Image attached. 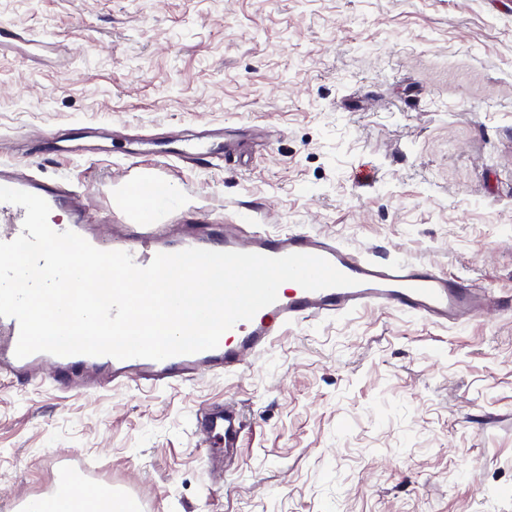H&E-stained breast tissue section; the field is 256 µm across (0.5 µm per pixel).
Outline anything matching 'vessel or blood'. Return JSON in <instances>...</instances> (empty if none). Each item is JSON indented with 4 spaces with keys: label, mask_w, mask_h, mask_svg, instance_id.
Listing matches in <instances>:
<instances>
[{
    "label": "vessel or blood",
    "mask_w": 512,
    "mask_h": 512,
    "mask_svg": "<svg viewBox=\"0 0 512 512\" xmlns=\"http://www.w3.org/2000/svg\"><path fill=\"white\" fill-rule=\"evenodd\" d=\"M21 47L43 51L47 44L24 31L1 26L0 49ZM81 134L78 128L67 136L54 132L43 134L42 151L55 157L69 155L73 151L72 140ZM243 143L239 129L234 127H205L191 135L133 136L130 148L124 153V174L113 197L123 230L109 241L102 240L91 229L92 215L85 205V191L40 180L18 161L0 163V186L43 198L51 211L67 214L65 230L77 233L98 249L127 252L142 267L156 254L189 248L220 252L245 250L268 257L302 253L325 258L338 271L353 278L352 286L317 291L298 286L279 291L276 301L263 312L251 320L237 322L224 332L216 348L161 361L87 355L61 357L43 352L20 359L15 355L19 323L15 318L0 316V380L34 382L41 365L49 362L56 371L55 387L67 393L82 394L103 382L120 384L132 377L152 387L170 385L200 371L216 376L237 373L244 355L257 358L266 355L288 326L309 320L386 308L419 316L435 325H458L491 308L512 310L511 294L496 295L469 279L440 273L428 262L396 260L378 251L365 253L351 249L323 233L296 228L257 233L246 246L241 244L233 224L195 227L175 243L158 235L156 224L181 207L184 190L175 185L166 168L142 163L140 155L148 153L188 166L221 164L231 168L241 161ZM25 214L23 207L0 203V241L8 242L21 234ZM243 425L242 414L231 402L205 408L196 420V430L211 452L225 453L236 448ZM53 466L51 495H67L73 486L90 481L99 492V512H108L115 492L111 481L102 478L100 470L85 463L75 468L58 459Z\"/></svg>",
    "instance_id": "1"
}]
</instances>
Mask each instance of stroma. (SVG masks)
Masks as SVG:
<instances>
[{
    "label": "stroma",
    "instance_id": "1",
    "mask_svg": "<svg viewBox=\"0 0 512 512\" xmlns=\"http://www.w3.org/2000/svg\"><path fill=\"white\" fill-rule=\"evenodd\" d=\"M54 42L0 51V138L73 125L247 128L245 166L183 168L201 226L246 214L512 292V0H0ZM118 152L32 160L88 190ZM0 383V512L52 457L147 512H512V311L437 326L365 310L290 326L239 374L83 395ZM244 411L216 483L202 409Z\"/></svg>",
    "mask_w": 512,
    "mask_h": 512
}]
</instances>
